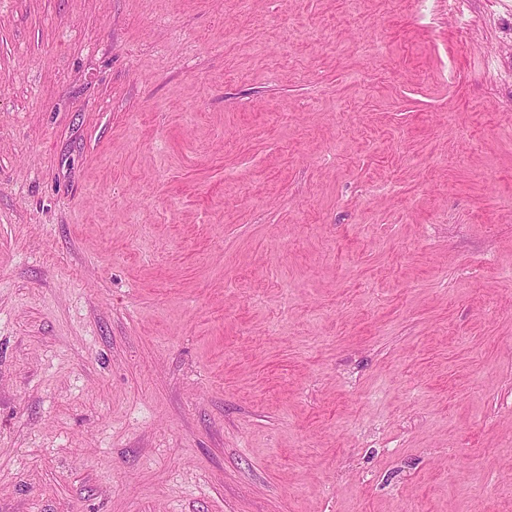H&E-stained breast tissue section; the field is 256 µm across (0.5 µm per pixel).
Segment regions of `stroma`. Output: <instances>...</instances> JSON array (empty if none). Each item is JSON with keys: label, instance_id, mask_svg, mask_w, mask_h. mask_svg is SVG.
<instances>
[{"label": "stroma", "instance_id": "35a3bbf8", "mask_svg": "<svg viewBox=\"0 0 512 512\" xmlns=\"http://www.w3.org/2000/svg\"><path fill=\"white\" fill-rule=\"evenodd\" d=\"M0 512H512V0H0Z\"/></svg>", "mask_w": 512, "mask_h": 512}]
</instances>
